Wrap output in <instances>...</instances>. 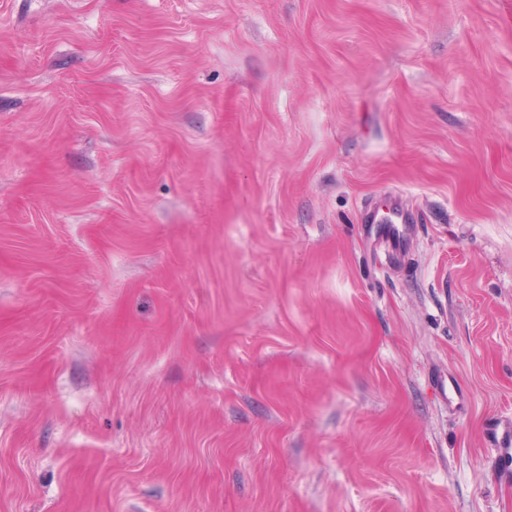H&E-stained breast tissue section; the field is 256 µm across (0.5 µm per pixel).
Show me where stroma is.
Listing matches in <instances>:
<instances>
[{
    "mask_svg": "<svg viewBox=\"0 0 512 512\" xmlns=\"http://www.w3.org/2000/svg\"><path fill=\"white\" fill-rule=\"evenodd\" d=\"M491 416L512 0H0V512H512Z\"/></svg>",
    "mask_w": 512,
    "mask_h": 512,
    "instance_id": "stroma-1",
    "label": "stroma"
}]
</instances>
